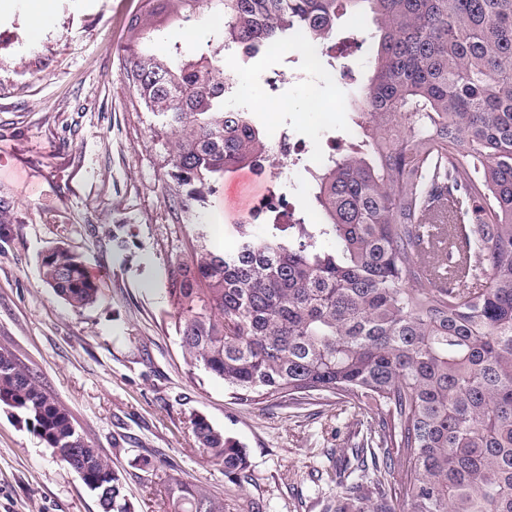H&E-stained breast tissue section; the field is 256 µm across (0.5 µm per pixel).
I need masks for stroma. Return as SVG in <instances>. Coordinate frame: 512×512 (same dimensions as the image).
<instances>
[{
  "label": "stroma",
  "mask_w": 512,
  "mask_h": 512,
  "mask_svg": "<svg viewBox=\"0 0 512 512\" xmlns=\"http://www.w3.org/2000/svg\"><path fill=\"white\" fill-rule=\"evenodd\" d=\"M33 2L0 10V348L122 472L134 512H173L166 487L175 477L221 495L224 512H336L360 440L352 409L334 398L294 410L236 401L223 380L184 359L165 288L189 240L201 232L208 249L232 250L234 225L270 192L306 223H321L310 172L348 146L351 84L367 80L373 42L352 48L351 74L337 82L323 65L297 78L306 56L286 45L226 57L249 75L250 96L279 104L257 115L267 137L291 127L306 150L288 183L246 166L226 171L191 230L163 198L157 120L132 105L122 82L137 0H48L51 23L26 42L20 32ZM191 30L202 52L219 26L203 13L167 28L155 51ZM309 100L314 109H305ZM56 245L81 255L99 286L92 306L73 309L42 282L39 258ZM198 416L245 447L246 478L226 476L200 452L191 428ZM0 512H100L78 476L1 406Z\"/></svg>",
  "instance_id": "35a3bbf8"
}]
</instances>
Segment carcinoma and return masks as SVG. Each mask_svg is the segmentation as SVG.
Returning <instances> with one entry per match:
<instances>
[{
  "instance_id": "obj_1",
  "label": "carcinoma",
  "mask_w": 512,
  "mask_h": 512,
  "mask_svg": "<svg viewBox=\"0 0 512 512\" xmlns=\"http://www.w3.org/2000/svg\"><path fill=\"white\" fill-rule=\"evenodd\" d=\"M212 9L211 53L153 51L168 25ZM346 15L372 16L379 35L355 33L379 42L351 97L359 139L311 172L323 223L241 224L230 252L189 243L166 286L181 350L240 402L334 396L370 413L355 456L372 466L374 512H512V0H139L123 82L175 132L162 193L192 224L224 171L275 161L248 105L224 108V82L237 81L224 49L301 43L334 69ZM40 274L75 309L98 299L70 249L41 258ZM0 405L102 512H132L123 475L6 348ZM192 432L225 474L248 469L243 446L205 419ZM360 491L348 486L336 512ZM170 494L174 512H224L183 478Z\"/></svg>"
}]
</instances>
